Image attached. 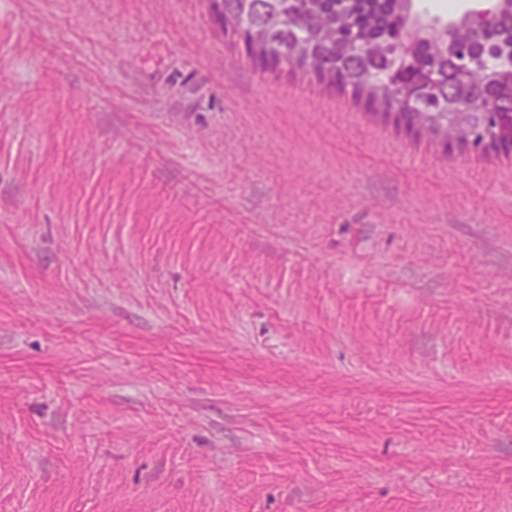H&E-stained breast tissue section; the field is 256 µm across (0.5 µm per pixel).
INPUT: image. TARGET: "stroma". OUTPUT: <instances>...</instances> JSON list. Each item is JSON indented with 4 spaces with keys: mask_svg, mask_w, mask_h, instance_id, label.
<instances>
[{
    "mask_svg": "<svg viewBox=\"0 0 512 512\" xmlns=\"http://www.w3.org/2000/svg\"><path fill=\"white\" fill-rule=\"evenodd\" d=\"M0 512H512V155L0 0Z\"/></svg>",
    "mask_w": 512,
    "mask_h": 512,
    "instance_id": "obj_1",
    "label": "stroma"
}]
</instances>
